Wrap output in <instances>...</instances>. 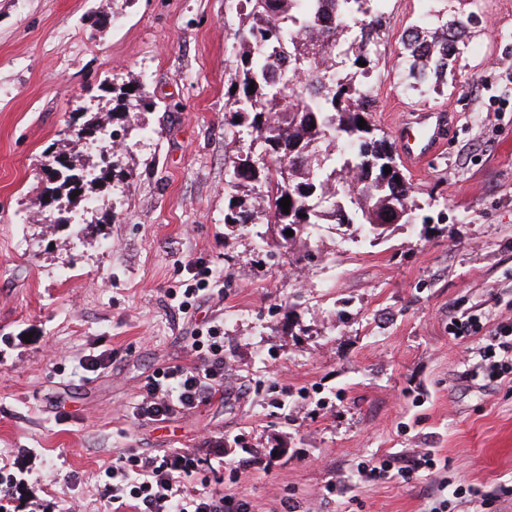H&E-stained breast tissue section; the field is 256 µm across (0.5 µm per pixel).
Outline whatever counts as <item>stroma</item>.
Listing matches in <instances>:
<instances>
[{"mask_svg":"<svg viewBox=\"0 0 512 512\" xmlns=\"http://www.w3.org/2000/svg\"><path fill=\"white\" fill-rule=\"evenodd\" d=\"M441 9L469 34L447 81L407 90L405 35ZM382 10L372 124L392 141L400 109L449 115L407 172L422 219L375 236L325 224L272 264L224 227L233 0H0V476L17 479L14 512H108L107 466L176 448L201 460L192 486L251 512H512V373H472L512 321V0ZM132 73L155 107L124 182L94 188L85 224L40 219V169L68 150L75 104L108 112ZM212 327L234 366L223 388L167 422L135 416L148 381L193 364ZM93 351L110 363L82 370ZM427 450L439 470L406 483L360 471ZM443 479L464 498L441 501Z\"/></svg>","mask_w":512,"mask_h":512,"instance_id":"obj_1","label":"stroma"}]
</instances>
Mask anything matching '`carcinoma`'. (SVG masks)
I'll use <instances>...</instances> for the list:
<instances>
[{"label": "carcinoma", "mask_w": 512, "mask_h": 512, "mask_svg": "<svg viewBox=\"0 0 512 512\" xmlns=\"http://www.w3.org/2000/svg\"><path fill=\"white\" fill-rule=\"evenodd\" d=\"M381 2L236 0L231 73L224 86V126L232 144L225 225L249 226L265 243L276 230L274 246L288 253L298 233L307 235L330 218L370 232L381 224L413 223L419 209L415 188L386 136L371 123L375 101L365 90L383 27ZM466 31L462 20L433 32L412 29L403 41L405 86L417 90L431 77L448 74ZM361 60L366 65H358ZM112 92V110L69 125L71 136L103 134V119L120 121L138 136L144 132L134 119L153 107L143 82L131 77ZM119 162L114 150L96 165L101 171L112 167V179L120 181ZM91 177L73 151L42 168L43 193L69 198L84 191ZM286 196L287 213L279 204ZM288 229L293 235L285 234Z\"/></svg>", "instance_id": "cac0c4a2"}]
</instances>
